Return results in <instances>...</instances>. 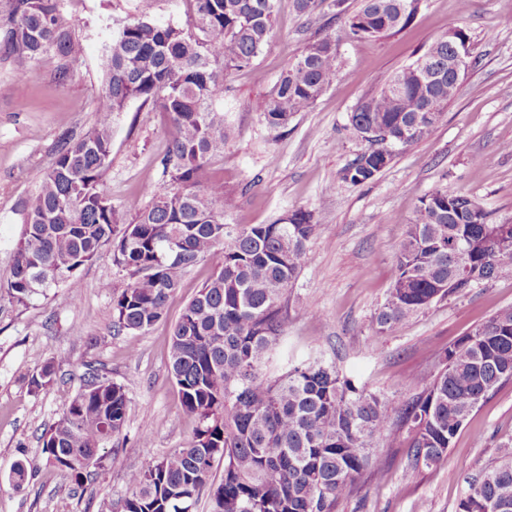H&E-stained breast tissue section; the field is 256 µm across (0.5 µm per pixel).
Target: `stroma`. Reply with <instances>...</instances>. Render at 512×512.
Wrapping results in <instances>:
<instances>
[{"mask_svg":"<svg viewBox=\"0 0 512 512\" xmlns=\"http://www.w3.org/2000/svg\"><path fill=\"white\" fill-rule=\"evenodd\" d=\"M361 0L342 8L328 0L308 16L294 0H276L273 35L251 65L231 71L217 103L232 130L223 152L204 168L202 185H218L235 206L229 224H269L296 209L313 211L321 227L307 260L287 293L284 333L268 365L271 375L289 363L319 359L335 365L356 386L400 404L420 393L439 369L437 351L456 342L498 310L512 307V271L433 303L398 333L375 335L391 268L420 198L440 186L476 200L497 223L512 221V0H422L414 21L377 39L345 37L344 22ZM190 28L192 0H63L67 25L84 44L71 76L59 83L60 58L47 52L18 71L0 61V512H97L103 499L127 492V475L183 446L194 422L184 412L169 369L170 326L211 276L206 259L190 269L169 301L167 320L146 332L114 330L112 304L135 276L118 267L103 248L81 272L78 294L48 289L28 305L9 301L13 249L24 223V204L51 167L62 139L78 138L97 122L102 86L98 57L125 22L141 13ZM456 21L479 62L469 68L444 119L373 180L345 181L342 172L365 147L349 115L364 96L378 92L417 51L448 32ZM338 38L343 57L339 78L286 128L274 131L257 109L279 75L308 42ZM174 136L166 113L131 101L112 121V164L104 191L113 207L135 214L152 194L170 189L161 160ZM376 336V335H375ZM52 381L29 385L46 362ZM123 384L127 422L106 443L103 465L84 485L46 464L42 434L92 376ZM512 437V381L499 387L455 437L444 461L403 479L411 430L391 420L380 448L383 468L359 478L336 512H459L470 481ZM28 459L35 470L22 488L8 475Z\"/></svg>","mask_w":512,"mask_h":512,"instance_id":"stroma-1","label":"stroma"}]
</instances>
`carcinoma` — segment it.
Here are the masks:
<instances>
[{
	"mask_svg": "<svg viewBox=\"0 0 512 512\" xmlns=\"http://www.w3.org/2000/svg\"><path fill=\"white\" fill-rule=\"evenodd\" d=\"M193 28L143 16L123 25L99 58L103 76L95 127L66 140L26 201L23 232L12 256L9 301L25 306L48 288L82 287V268L105 246L116 265L139 277L113 299V325L149 330L167 316L183 274L217 256L212 275L172 325L170 373L193 417L188 441L127 475V494L99 512H194L208 492L210 512H336L357 476L381 468L391 410L413 430L403 479L439 464L461 428L488 396L512 381V307L499 310L454 344L438 350L443 367L404 407L357 388L323 361H302L281 376L265 371L283 333L288 287L307 258L320 224L310 211L291 223H224L233 198L200 187L199 174L230 137L214 108L231 70L249 65L273 32L276 0H193ZM421 0H362L345 33L371 39L396 33ZM469 42L452 22L448 35L396 70L361 100L349 121L367 148L344 169L353 184L372 180L397 147L428 133L445 115L463 78L448 41ZM54 51L68 62L83 51L65 25L62 0H0V60L19 69ZM339 42L308 43L258 104L267 125L288 126L336 81ZM132 100L167 113L175 136L162 160L172 188L152 195L128 220L104 192L112 163V119ZM512 271V224H498L475 200L437 189L422 197L406 225L376 336L399 332L433 302ZM128 398L123 385L95 377L45 432L42 454L78 485L100 450L121 433ZM224 463V475L212 471ZM34 466L16 461L19 487ZM512 512V437L459 504L460 512Z\"/></svg>",
	"mask_w": 512,
	"mask_h": 512,
	"instance_id": "carcinoma-1",
	"label": "carcinoma"
}]
</instances>
